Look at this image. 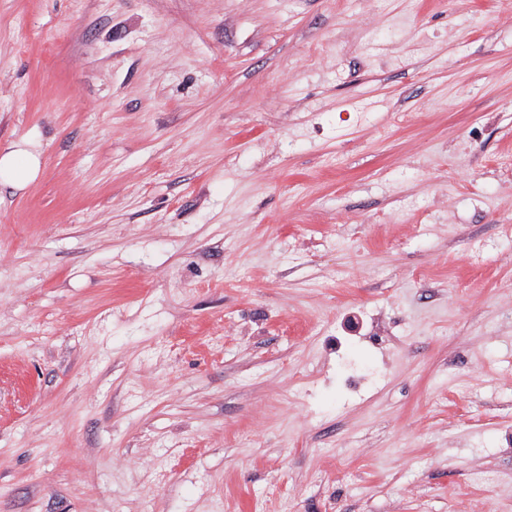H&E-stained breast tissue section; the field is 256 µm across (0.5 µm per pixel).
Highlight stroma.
Returning <instances> with one entry per match:
<instances>
[{
	"mask_svg": "<svg viewBox=\"0 0 512 512\" xmlns=\"http://www.w3.org/2000/svg\"><path fill=\"white\" fill-rule=\"evenodd\" d=\"M0 512H512V8L0 0ZM26 142L16 143L0 153V185L21 191L32 184L41 171V155Z\"/></svg>",
	"mask_w": 512,
	"mask_h": 512,
	"instance_id": "35a3bbf8",
	"label": "stroma"
}]
</instances>
